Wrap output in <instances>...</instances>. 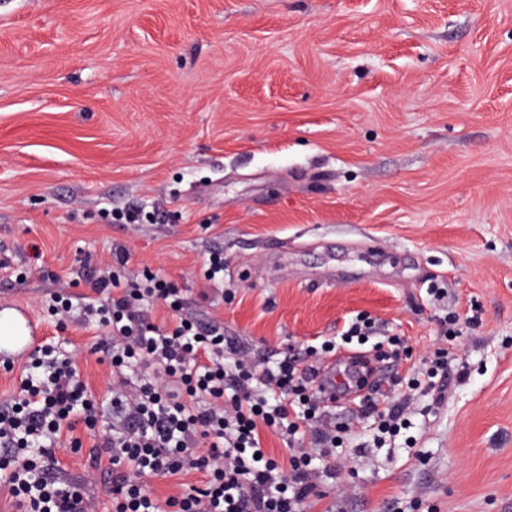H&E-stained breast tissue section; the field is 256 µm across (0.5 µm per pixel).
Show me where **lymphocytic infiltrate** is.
I'll return each instance as SVG.
<instances>
[{"label": "lymphocytic infiltrate", "mask_w": 512, "mask_h": 512, "mask_svg": "<svg viewBox=\"0 0 512 512\" xmlns=\"http://www.w3.org/2000/svg\"><path fill=\"white\" fill-rule=\"evenodd\" d=\"M127 252L95 269L102 295L88 316L109 330L100 348L110 359V399L99 403L75 356L45 361L38 348L17 396L0 403V483L20 512H97L83 483L61 480L55 451L81 449L77 425L97 431L92 468L110 475L112 512H304L314 496L315 458L333 457L340 427L313 386L314 366L297 358H253L214 325L184 310L171 283L155 275L122 280ZM166 306L167 324L153 312ZM310 436L312 449L268 457L263 432ZM199 472L203 487L158 500L142 477Z\"/></svg>", "instance_id": "f902f5d3"}]
</instances>
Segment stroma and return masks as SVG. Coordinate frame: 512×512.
Listing matches in <instances>:
<instances>
[{
	"label": "stroma",
	"instance_id": "35a3bbf8",
	"mask_svg": "<svg viewBox=\"0 0 512 512\" xmlns=\"http://www.w3.org/2000/svg\"><path fill=\"white\" fill-rule=\"evenodd\" d=\"M117 245L273 362L360 313L402 339L405 429L330 408L306 512H512V0H0V305L100 402L85 270ZM449 311L475 326L441 336ZM440 352L464 379L410 389ZM80 436L60 474L111 512Z\"/></svg>",
	"mask_w": 512,
	"mask_h": 512
}]
</instances>
